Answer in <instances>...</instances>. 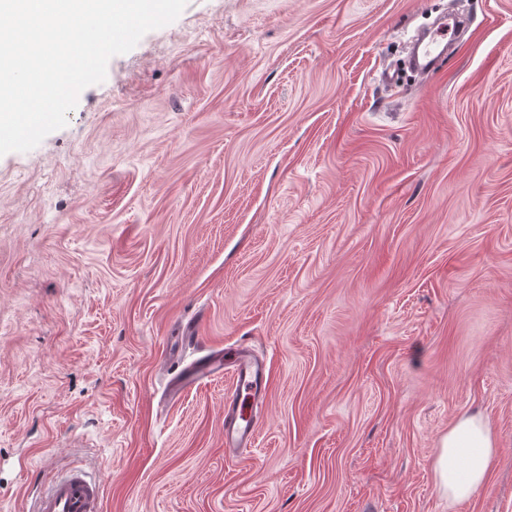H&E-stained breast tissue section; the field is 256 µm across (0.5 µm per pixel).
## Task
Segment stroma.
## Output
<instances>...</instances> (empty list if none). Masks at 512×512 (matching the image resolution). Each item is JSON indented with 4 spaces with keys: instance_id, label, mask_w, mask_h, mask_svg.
<instances>
[{
    "instance_id": "1",
    "label": "stroma",
    "mask_w": 512,
    "mask_h": 512,
    "mask_svg": "<svg viewBox=\"0 0 512 512\" xmlns=\"http://www.w3.org/2000/svg\"><path fill=\"white\" fill-rule=\"evenodd\" d=\"M448 5L188 0L0 156V512L75 466L103 512H512V0L380 80ZM238 344L269 385L230 460L229 375L169 389ZM468 412L500 455L452 511ZM496 434L481 413H465L444 434L437 448L434 478L452 504L469 501L486 486L499 454Z\"/></svg>"
}]
</instances>
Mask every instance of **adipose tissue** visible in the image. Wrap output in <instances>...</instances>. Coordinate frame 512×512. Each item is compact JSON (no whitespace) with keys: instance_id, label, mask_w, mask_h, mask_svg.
<instances>
[{"instance_id":"obj_1","label":"adipose tissue","mask_w":512,"mask_h":512,"mask_svg":"<svg viewBox=\"0 0 512 512\" xmlns=\"http://www.w3.org/2000/svg\"><path fill=\"white\" fill-rule=\"evenodd\" d=\"M498 454L489 420L463 414L440 439L433 468L437 487L450 503L469 501L485 487Z\"/></svg>"}]
</instances>
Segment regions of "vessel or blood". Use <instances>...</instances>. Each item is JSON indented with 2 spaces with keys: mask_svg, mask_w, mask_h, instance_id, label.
<instances>
[{
  "mask_svg": "<svg viewBox=\"0 0 512 512\" xmlns=\"http://www.w3.org/2000/svg\"><path fill=\"white\" fill-rule=\"evenodd\" d=\"M226 370L233 376L234 389L224 398V454L234 458L240 449L252 447L257 438L254 410L264 402L263 359L250 347H230L182 374L177 386L183 389ZM34 512H100V486L82 469H71L40 493Z\"/></svg>",
  "mask_w": 512,
  "mask_h": 512,
  "instance_id": "obj_1",
  "label": "vessel or blood"
}]
</instances>
